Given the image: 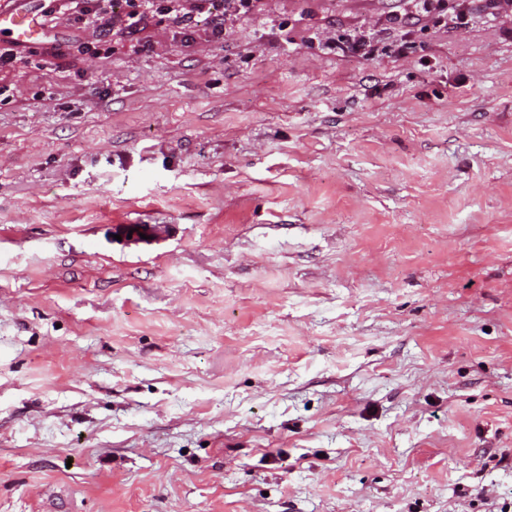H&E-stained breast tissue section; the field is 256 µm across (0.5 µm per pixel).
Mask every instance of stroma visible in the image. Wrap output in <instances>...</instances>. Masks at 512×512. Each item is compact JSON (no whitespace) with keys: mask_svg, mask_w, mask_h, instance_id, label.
<instances>
[{"mask_svg":"<svg viewBox=\"0 0 512 512\" xmlns=\"http://www.w3.org/2000/svg\"><path fill=\"white\" fill-rule=\"evenodd\" d=\"M0 8V512L512 503V0ZM111 0H44V2H50L55 4V9L49 6L45 9L44 16H50L52 13H60L61 15H67L68 20H73L78 24H82L84 27H92L99 31V39L95 43H82L78 48H84L93 53H99L100 51L108 52L110 50L108 38L112 34V13L106 19L109 14L107 11V5ZM94 2L97 4V8L92 9L84 4ZM102 4V5H101ZM111 8V5L109 4ZM164 2L171 3L173 0H125L127 6L125 15L117 19L121 29L128 35L137 32L149 13L160 18L172 17L177 24L183 26L190 23L191 12H179L176 8L165 7L161 4ZM7 33L15 41H27L40 33V26L35 18L0 8V34ZM116 229L127 245L134 249H152L163 241L166 233L165 228L159 224H120ZM130 229H133V233L132 238L128 239ZM139 233L151 236V239H142Z\"/></svg>","mask_w":512,"mask_h":512,"instance_id":"1","label":"stroma"}]
</instances>
